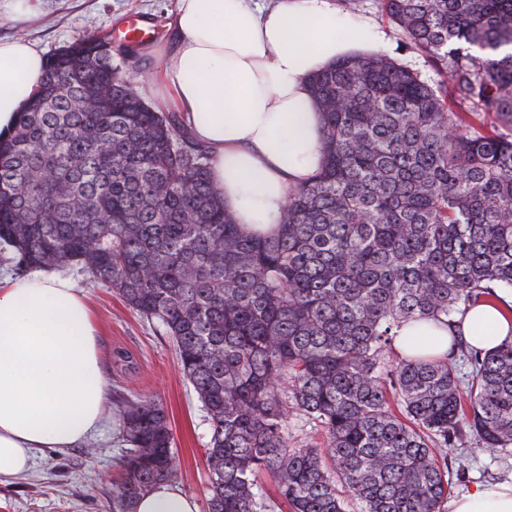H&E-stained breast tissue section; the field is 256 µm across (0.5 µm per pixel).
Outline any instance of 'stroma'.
<instances>
[{
    "instance_id": "1",
    "label": "stroma",
    "mask_w": 512,
    "mask_h": 512,
    "mask_svg": "<svg viewBox=\"0 0 512 512\" xmlns=\"http://www.w3.org/2000/svg\"><path fill=\"white\" fill-rule=\"evenodd\" d=\"M335 4L384 32L380 52L433 78L424 58L401 46L380 0H359L354 9L347 0H335ZM176 7L177 0H42L37 16L1 18L0 37L29 38L50 54L74 38L111 32L113 66L122 71L140 97L153 105L159 92L150 78L161 64V51L175 40ZM133 23L144 29L145 35L134 56L128 57L123 53V35ZM65 273L84 293L99 321L98 341L104 354L102 367L112 411H120L125 400L143 396L155 398L164 406L177 459L173 482L198 507H205L209 493L205 445L211 435L210 423L181 375L172 342L156 323L141 318L111 288L72 267ZM121 446L120 421L115 417L89 445L41 449L29 473L0 483V512H112L114 462ZM470 448L469 440H462L449 449L445 458L444 472L452 493L512 473V451L493 459L475 458Z\"/></svg>"
}]
</instances>
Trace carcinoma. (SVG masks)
Returning <instances> with one entry per match:
<instances>
[{"label":"carcinoma","instance_id":"cac0c4a2","mask_svg":"<svg viewBox=\"0 0 512 512\" xmlns=\"http://www.w3.org/2000/svg\"><path fill=\"white\" fill-rule=\"evenodd\" d=\"M427 80L377 52L313 77L327 162L280 230L243 234L177 112L142 100L112 35L48 57L0 140L16 274L75 266L172 340L210 421L207 512H442V460L512 445V343L392 362L400 327L512 290V0H382ZM327 451L298 448L287 412ZM112 512L176 469L164 407L122 415Z\"/></svg>","mask_w":512,"mask_h":512}]
</instances>
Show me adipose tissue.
<instances>
[{"mask_svg":"<svg viewBox=\"0 0 512 512\" xmlns=\"http://www.w3.org/2000/svg\"><path fill=\"white\" fill-rule=\"evenodd\" d=\"M177 41L153 81L208 146L210 179L244 234L279 228L289 196L325 163V135L309 80L382 40L334 0H177ZM46 58L26 39H0V135L41 88ZM98 329L84 295L60 272H0V481L30 471L37 451L88 443L110 418ZM428 336L432 355L452 339L492 350L512 341V292L452 325L407 324L397 339ZM137 512H198L162 483ZM448 512H512V475L456 494Z\"/></svg>","mask_w":512,"mask_h":512,"instance_id":"ef3b65f1","label":"adipose tissue"}]
</instances>
